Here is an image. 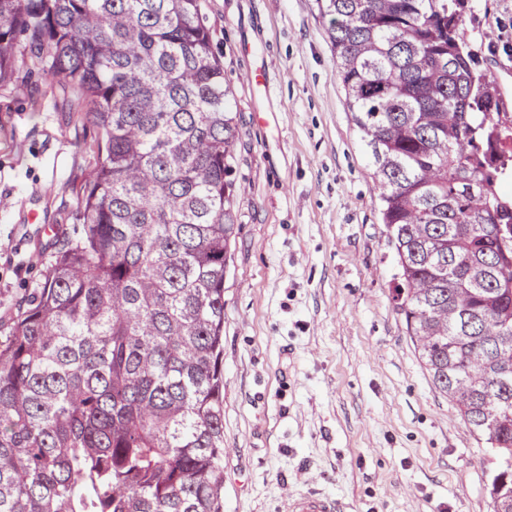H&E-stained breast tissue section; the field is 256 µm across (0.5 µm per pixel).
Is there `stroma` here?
I'll use <instances>...</instances> for the list:
<instances>
[{
	"instance_id": "stroma-1",
	"label": "stroma",
	"mask_w": 512,
	"mask_h": 512,
	"mask_svg": "<svg viewBox=\"0 0 512 512\" xmlns=\"http://www.w3.org/2000/svg\"><path fill=\"white\" fill-rule=\"evenodd\" d=\"M465 32L512 110V0ZM237 114L239 224L224 279V512L316 488L346 512H492L495 460L433 385L317 0H201ZM265 64L268 88L246 73ZM18 35L0 81V340L84 223L101 133ZM37 210L42 223L26 220Z\"/></svg>"
}]
</instances>
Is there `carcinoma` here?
Returning a JSON list of instances; mask_svg holds the SVG:
<instances>
[{"label":"carcinoma","instance_id":"cac0c4a2","mask_svg":"<svg viewBox=\"0 0 512 512\" xmlns=\"http://www.w3.org/2000/svg\"><path fill=\"white\" fill-rule=\"evenodd\" d=\"M436 388L512 512V117L469 0H318ZM199 0H0L101 131L86 223L0 341V512H223L236 115Z\"/></svg>","mask_w":512,"mask_h":512}]
</instances>
